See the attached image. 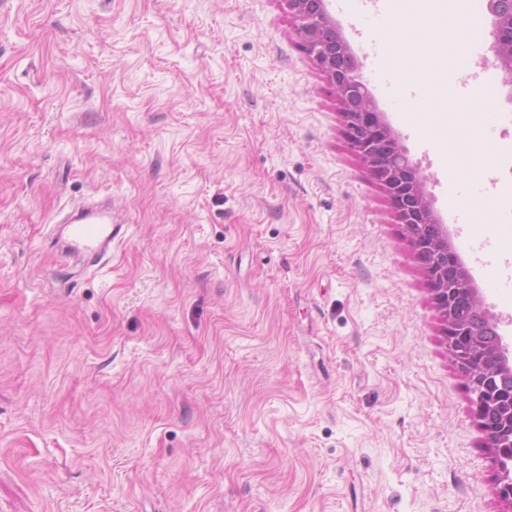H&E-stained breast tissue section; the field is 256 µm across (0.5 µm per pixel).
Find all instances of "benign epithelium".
<instances>
[{"label":"benign epithelium","instance_id":"obj_1","mask_svg":"<svg viewBox=\"0 0 512 512\" xmlns=\"http://www.w3.org/2000/svg\"><path fill=\"white\" fill-rule=\"evenodd\" d=\"M305 51L314 59L348 127L350 147L386 188L429 277L450 355L467 380L474 416L500 472L499 496L512 506V367L497 321L484 307L467 270L436 220L420 169L381 118L359 74L358 61L326 9L325 0H283ZM490 51L512 83V0H487Z\"/></svg>","mask_w":512,"mask_h":512}]
</instances>
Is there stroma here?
I'll use <instances>...</instances> for the list:
<instances>
[{"label":"stroma","mask_w":512,"mask_h":512,"mask_svg":"<svg viewBox=\"0 0 512 512\" xmlns=\"http://www.w3.org/2000/svg\"><path fill=\"white\" fill-rule=\"evenodd\" d=\"M361 59L448 242L512 269V86ZM482 142L477 194L457 195ZM111 197L108 264L61 257ZM0 512H507L408 233L282 0H0Z\"/></svg>","instance_id":"35a3bbf8"}]
</instances>
